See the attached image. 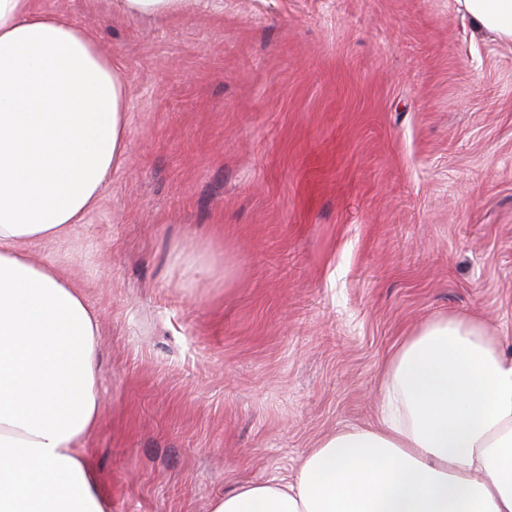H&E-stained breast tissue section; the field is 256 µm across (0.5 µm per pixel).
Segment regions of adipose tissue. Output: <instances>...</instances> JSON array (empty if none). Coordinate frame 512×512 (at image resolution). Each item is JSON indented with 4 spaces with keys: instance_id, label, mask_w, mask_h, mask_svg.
<instances>
[{
    "instance_id": "1",
    "label": "adipose tissue",
    "mask_w": 512,
    "mask_h": 512,
    "mask_svg": "<svg viewBox=\"0 0 512 512\" xmlns=\"http://www.w3.org/2000/svg\"><path fill=\"white\" fill-rule=\"evenodd\" d=\"M512 44V0H456ZM127 86L73 21L0 0V512H110L83 445L101 421V323L31 244L66 238L127 147ZM377 419L316 440L292 478L210 512H512V357L481 320L422 322L386 360Z\"/></svg>"
}]
</instances>
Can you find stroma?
<instances>
[{
    "label": "stroma",
    "instance_id": "1",
    "mask_svg": "<svg viewBox=\"0 0 512 512\" xmlns=\"http://www.w3.org/2000/svg\"><path fill=\"white\" fill-rule=\"evenodd\" d=\"M112 2L35 0L116 63L128 141L86 223L29 248L101 322L84 448L112 512L294 476L438 315L512 356V44L455 0ZM193 0H117L124 15L161 19L182 13Z\"/></svg>",
    "mask_w": 512,
    "mask_h": 512
}]
</instances>
